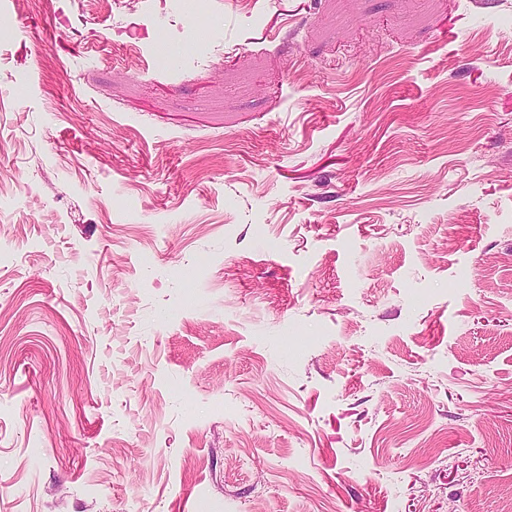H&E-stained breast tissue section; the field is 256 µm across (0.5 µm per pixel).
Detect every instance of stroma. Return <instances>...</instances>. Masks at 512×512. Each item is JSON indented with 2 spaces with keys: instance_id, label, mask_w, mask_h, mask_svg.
<instances>
[{
  "instance_id": "stroma-1",
  "label": "stroma",
  "mask_w": 512,
  "mask_h": 512,
  "mask_svg": "<svg viewBox=\"0 0 512 512\" xmlns=\"http://www.w3.org/2000/svg\"><path fill=\"white\" fill-rule=\"evenodd\" d=\"M0 512H512V0H0Z\"/></svg>"
}]
</instances>
